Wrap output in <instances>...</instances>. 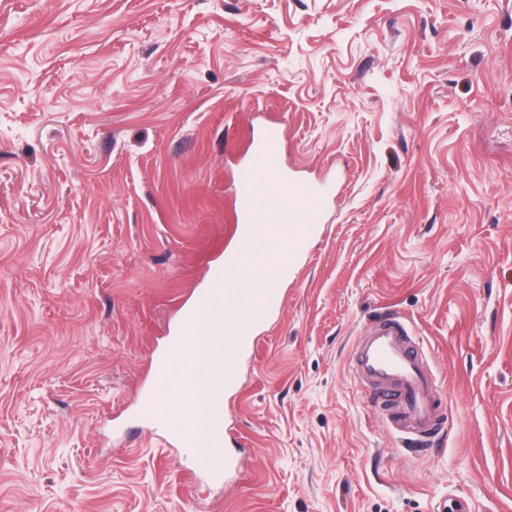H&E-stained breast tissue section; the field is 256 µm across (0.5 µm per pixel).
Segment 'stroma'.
<instances>
[{"instance_id":"1","label":"stroma","mask_w":512,"mask_h":512,"mask_svg":"<svg viewBox=\"0 0 512 512\" xmlns=\"http://www.w3.org/2000/svg\"><path fill=\"white\" fill-rule=\"evenodd\" d=\"M280 125L330 189L227 392L234 467L137 414ZM401 313L407 454L351 375ZM512 512V0H0V512ZM353 370L405 441L410 455H425L444 434L434 369L404 318L385 313L356 341Z\"/></svg>"}]
</instances>
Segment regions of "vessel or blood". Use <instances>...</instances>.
<instances>
[{"instance_id": "obj_1", "label": "vessel or blood", "mask_w": 512, "mask_h": 512, "mask_svg": "<svg viewBox=\"0 0 512 512\" xmlns=\"http://www.w3.org/2000/svg\"><path fill=\"white\" fill-rule=\"evenodd\" d=\"M280 127H269L235 168V215L240 225L225 274L216 277L189 310L185 331L172 340L153 368L152 395L142 417L171 416L166 397L191 406L196 391L209 395L206 426H185L174 435L198 449L201 461L224 453V394L236 385L238 365L254 347L253 333L266 324L278 299L273 284L299 249L289 224H318L330 195L318 184L288 174L280 157ZM353 370L391 421L408 454L430 452L444 433L435 372L397 312L385 313L355 344Z\"/></svg>"}]
</instances>
